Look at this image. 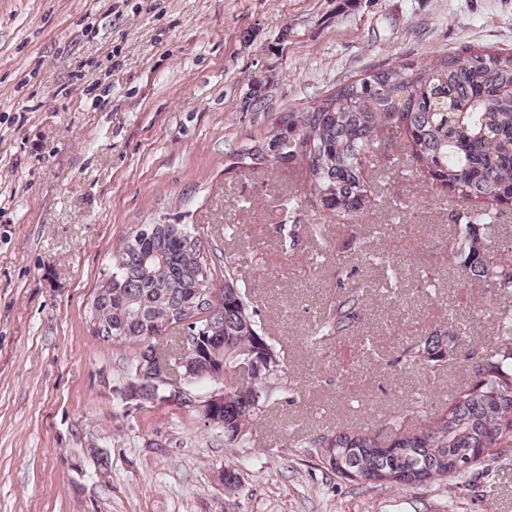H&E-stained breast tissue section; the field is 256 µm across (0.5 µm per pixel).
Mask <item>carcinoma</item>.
<instances>
[{"mask_svg": "<svg viewBox=\"0 0 512 512\" xmlns=\"http://www.w3.org/2000/svg\"><path fill=\"white\" fill-rule=\"evenodd\" d=\"M371 162L384 172L435 183L457 198L463 224L448 241V254L461 257L462 272L512 289V259H493L494 246L481 232L496 218L482 202L512 203V52L464 48L433 63L404 62L347 81L300 110L276 113L266 131L241 143L227 169L294 167L304 190L288 196V211L306 203L328 216L353 218L384 201L378 181L363 176ZM344 320L342 310H334L312 340L337 333ZM178 323L201 333L202 352L188 355L190 387L203 396L215 385L206 370L224 371V401L213 412L224 421L225 444L236 448L261 419L271 389L285 383L283 353L264 336L236 271L217 273L193 225L170 218L138 224L95 287L88 332L133 348L127 364L133 377L151 345L176 335ZM449 343L446 336L420 339L407 350L409 363L441 372L455 360ZM257 354L268 357L269 369L249 371L250 385L243 388L239 365ZM509 389L512 354L488 359L475 366L473 385L459 391L439 419L427 417L421 404L413 407L419 428L396 433L391 447L420 449L404 459L416 473L435 455L484 447L481 431L491 437V447L511 448L512 406L498 403V392ZM380 447L378 435L345 427L320 435L310 454L325 449L326 469L342 476L355 469L364 449Z\"/></svg>", "mask_w": 512, "mask_h": 512, "instance_id": "1", "label": "carcinoma"}]
</instances>
